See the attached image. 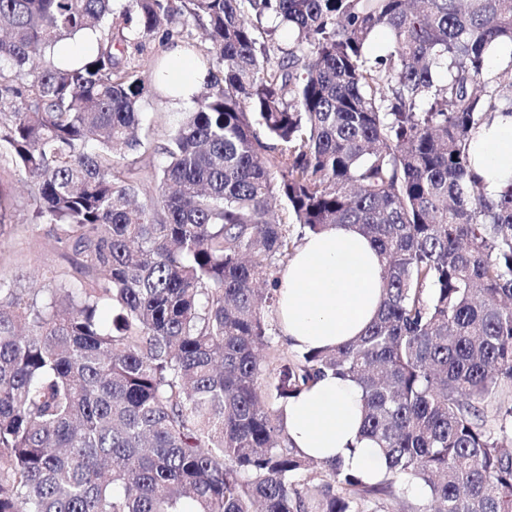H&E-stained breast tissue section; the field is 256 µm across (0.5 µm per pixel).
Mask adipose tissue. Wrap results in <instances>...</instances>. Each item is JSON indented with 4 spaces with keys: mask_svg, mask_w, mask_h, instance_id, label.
<instances>
[{
    "mask_svg": "<svg viewBox=\"0 0 512 512\" xmlns=\"http://www.w3.org/2000/svg\"><path fill=\"white\" fill-rule=\"evenodd\" d=\"M170 62L168 100L189 104L203 80L195 58L179 49ZM474 170L491 197L512 185V115L480 129L472 142ZM383 279L371 241L350 224L331 226L306 236L280 277L277 321L296 350L339 347L360 336L380 308ZM362 391L353 381L327 375L288 399L283 406L289 443L318 461L341 460L345 469L375 482L387 465L373 441L364 438Z\"/></svg>",
    "mask_w": 512,
    "mask_h": 512,
    "instance_id": "adipose-tissue-1",
    "label": "adipose tissue"
}]
</instances>
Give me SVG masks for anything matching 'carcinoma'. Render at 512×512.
<instances>
[{
  "label": "carcinoma",
  "instance_id": "cac0c4a2",
  "mask_svg": "<svg viewBox=\"0 0 512 512\" xmlns=\"http://www.w3.org/2000/svg\"><path fill=\"white\" fill-rule=\"evenodd\" d=\"M114 2L0 0V161L73 270L0 277V512H389L403 478L427 496L412 512H512L483 416L512 384V185L485 195L470 155L512 114V52L489 69L512 0ZM158 32L206 77L155 144L140 108L169 67L127 52ZM84 36L79 63H41ZM333 224L375 245L380 310L274 361V272L294 226ZM329 373L362 388L376 483L298 454L270 404Z\"/></svg>",
  "mask_w": 512,
  "mask_h": 512
}]
</instances>
